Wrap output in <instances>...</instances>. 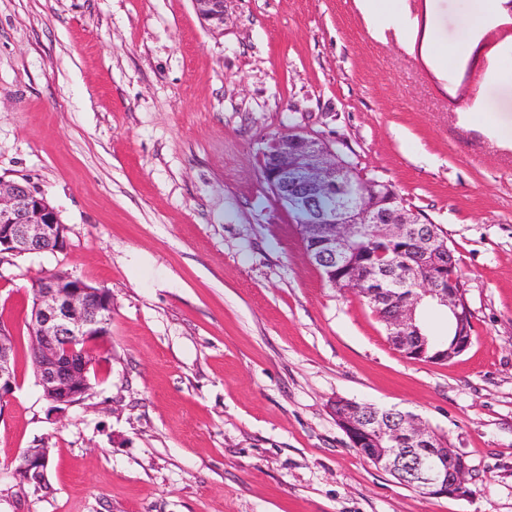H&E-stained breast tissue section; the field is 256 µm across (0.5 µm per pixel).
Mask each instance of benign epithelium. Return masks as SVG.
<instances>
[{
	"label": "benign epithelium",
	"instance_id": "7a95c632",
	"mask_svg": "<svg viewBox=\"0 0 512 512\" xmlns=\"http://www.w3.org/2000/svg\"><path fill=\"white\" fill-rule=\"evenodd\" d=\"M226 0H193L200 19L224 26ZM260 175L300 217L309 258L334 288H351L371 306L385 310L394 348L405 358L430 361L417 322L427 298L453 315L454 339L441 357L448 362L472 343V316L456 262L435 227L394 205L385 182L360 177L321 137L290 129L272 137L261 152ZM391 247L408 243L415 253L411 281L420 289L402 298L370 260L358 255L355 240L364 225ZM66 225L46 197L29 186L0 180V257L56 253L66 247ZM112 294L70 273L46 274L33 284L28 328L33 360L45 399L55 408L70 406L89 391L91 345L110 332ZM15 345L10 327L0 323V409L17 387ZM349 447L408 487L429 496L464 497L470 467L446 443L435 441L418 415L338 398L331 404ZM15 470L20 484L46 485L44 465L23 453Z\"/></svg>",
	"mask_w": 512,
	"mask_h": 512
}]
</instances>
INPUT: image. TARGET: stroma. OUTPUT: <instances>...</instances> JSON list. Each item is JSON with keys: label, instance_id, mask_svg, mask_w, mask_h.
<instances>
[{"label": "stroma", "instance_id": "obj_1", "mask_svg": "<svg viewBox=\"0 0 512 512\" xmlns=\"http://www.w3.org/2000/svg\"><path fill=\"white\" fill-rule=\"evenodd\" d=\"M398 0H0V179L44 194L67 247L0 260L18 385L0 409V512H512V8ZM459 56L439 70L432 44ZM304 129L443 228L470 348L402 357L311 264L260 179L264 139ZM63 270L112 294L90 389L42 396L26 316ZM343 397L418 414L471 467L429 497L349 447ZM49 451L20 489L22 453ZM226 0H193L200 19L212 28L224 26V3ZM21 456L24 461L15 470L19 483L21 485L25 483L35 485L37 488L44 487L47 482V472L44 465L33 459L28 450Z\"/></svg>", "mask_w": 512, "mask_h": 512}]
</instances>
